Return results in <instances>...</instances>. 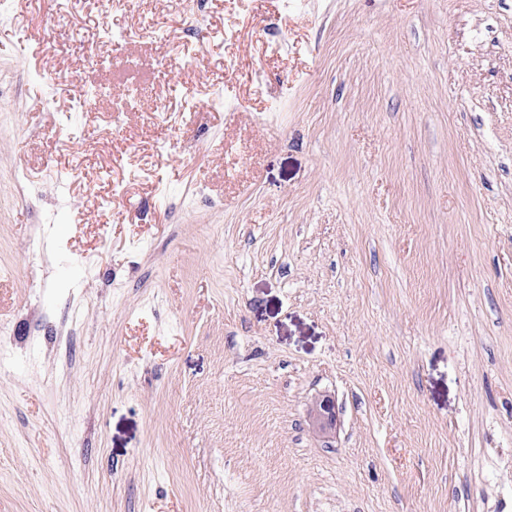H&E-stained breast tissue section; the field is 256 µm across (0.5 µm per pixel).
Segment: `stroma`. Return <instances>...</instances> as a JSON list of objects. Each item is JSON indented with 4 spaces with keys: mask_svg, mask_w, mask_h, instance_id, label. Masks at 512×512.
Returning a JSON list of instances; mask_svg holds the SVG:
<instances>
[{
    "mask_svg": "<svg viewBox=\"0 0 512 512\" xmlns=\"http://www.w3.org/2000/svg\"><path fill=\"white\" fill-rule=\"evenodd\" d=\"M0 329V512H512V0H0ZM308 418L313 432L320 438L328 440L336 434L337 418L335 398L321 395L312 402Z\"/></svg>",
    "mask_w": 512,
    "mask_h": 512,
    "instance_id": "35a3bbf8",
    "label": "stroma"
}]
</instances>
